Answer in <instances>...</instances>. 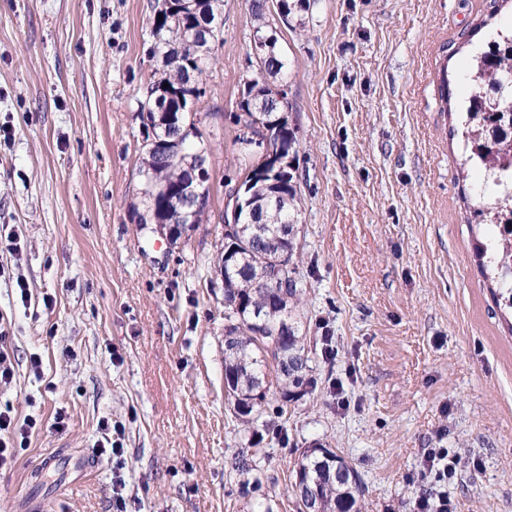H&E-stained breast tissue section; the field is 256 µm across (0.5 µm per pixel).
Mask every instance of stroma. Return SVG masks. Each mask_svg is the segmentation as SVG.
Segmentation results:
<instances>
[{
	"label": "stroma",
	"mask_w": 512,
	"mask_h": 512,
	"mask_svg": "<svg viewBox=\"0 0 512 512\" xmlns=\"http://www.w3.org/2000/svg\"><path fill=\"white\" fill-rule=\"evenodd\" d=\"M155 4L0 0V329L15 369L0 411L36 422L0 471V512H113L111 461L80 468L105 419L122 427L130 512H297L296 463L316 444L361 475L362 512H411L437 488L430 448L459 457L455 512H512V309L474 257L482 171L453 134L475 50L512 30V0H310L279 26L316 387L271 425L227 403L213 284L234 115L259 72L248 0L223 2L196 115L208 217L174 245L137 222Z\"/></svg>",
	"instance_id": "1"
}]
</instances>
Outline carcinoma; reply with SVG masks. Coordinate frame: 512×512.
I'll use <instances>...</instances> for the list:
<instances>
[{
	"label": "carcinoma",
	"instance_id": "carcinoma-1",
	"mask_svg": "<svg viewBox=\"0 0 512 512\" xmlns=\"http://www.w3.org/2000/svg\"><path fill=\"white\" fill-rule=\"evenodd\" d=\"M249 11L256 36L271 40L266 53L259 57L260 71L268 79L249 78L244 81L239 112L235 123H255L270 120L290 108L278 98V86L288 76V59L277 49V31L270 24L268 0H249ZM219 0H205L192 10L185 0H157L151 25L153 52L162 55L163 73L152 79L139 100L138 112L148 133L159 134L156 124L159 107L169 103L183 112L179 144L169 152L157 155L142 147V170L152 175L151 185L145 188L143 207L172 218L178 208L176 188L184 181L185 161L197 146L205 145L203 136L191 120L190 105L202 104L205 95L203 76L212 65V45L222 32ZM210 26L208 38H197L200 24ZM512 81V34H500L489 41L476 55L472 73L475 89L468 99L461 122V138L464 164L487 166L504 159L501 167L512 166V146L495 147L492 143L497 125L508 121L502 112H489L490 99L483 93L486 86L497 91L506 81ZM278 199H266L261 187L253 198L258 222L265 225L266 237L257 240L251 249L238 253V269L225 273L227 296L224 297V319L233 323L228 329L231 339L224 343V373L234 377L233 390L239 396L234 411L237 418H260L272 415L281 418L288 414V402L293 390L315 387V381L307 377L308 357L303 338L297 334L288 336V342L279 346L278 354L269 356L268 346L275 340L277 317L268 319L263 335L255 336L246 323H236L233 302L262 308L275 297H283L288 303L299 300L302 284L296 279V270L288 271L285 287L273 295L255 287L256 264L260 260L273 259L285 248L279 239L281 226L293 224L298 218L295 204L297 195L294 176L277 191ZM484 221L492 226L494 250L490 257L493 270L502 277L512 276V193L489 191L487 203L480 209ZM288 258H293V246H288ZM279 397H269L271 389ZM301 482L314 498L317 512H361V501L366 487L360 475L341 455L330 452L323 457L317 452L303 455L298 464Z\"/></svg>",
	"mask_w": 512,
	"mask_h": 512
}]
</instances>
